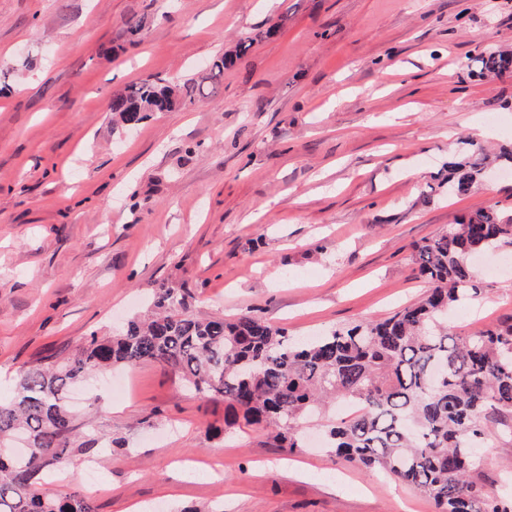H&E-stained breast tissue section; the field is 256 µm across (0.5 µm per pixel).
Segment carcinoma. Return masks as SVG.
Listing matches in <instances>:
<instances>
[{"label":"carcinoma","instance_id":"cac0c4a2","mask_svg":"<svg viewBox=\"0 0 512 512\" xmlns=\"http://www.w3.org/2000/svg\"><path fill=\"white\" fill-rule=\"evenodd\" d=\"M250 47L217 54L199 80L148 77L116 92L112 129L217 94L224 70ZM480 62L483 77L512 73V52L488 50ZM487 168L480 147L448 158V196L468 195ZM506 247L512 218L476 209L413 245L414 272L429 286L423 299L305 341L249 313L199 318L189 294L156 289L151 313L120 332L90 335L62 362L18 368L12 398L0 402V512H96L89 497L59 493L43 475L63 462L77 429L70 389L140 362L172 370L202 398H223L245 423L274 430L288 453L303 420L348 404L354 412L325 429L336 458L382 469L436 512H512V498L487 489L473 466L489 418L512 436V323L473 335L448 326V311L476 294L473 257ZM19 435L31 452L13 457L4 448Z\"/></svg>","mask_w":512,"mask_h":512}]
</instances>
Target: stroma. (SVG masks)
Segmentation results:
<instances>
[{
	"mask_svg": "<svg viewBox=\"0 0 512 512\" xmlns=\"http://www.w3.org/2000/svg\"><path fill=\"white\" fill-rule=\"evenodd\" d=\"M139 22L132 37L127 26ZM218 95L112 129L113 94L195 78L241 42ZM512 0H0V399L24 364L71 357L181 288L197 317L254 313L311 336L383 318L425 285L414 243L467 213L512 214V174L427 195L466 145L512 141ZM476 260L463 335L512 319V265ZM79 423L110 443L100 481L71 451L54 488L96 512H435L412 487L342 464L304 429L268 431L139 363L91 381ZM216 459L214 477L193 473ZM477 467L512 493V437ZM481 76H500L512 73V52L487 50L480 58Z\"/></svg>",
	"mask_w": 512,
	"mask_h": 512,
	"instance_id": "35a3bbf8",
	"label": "stroma"
}]
</instances>
